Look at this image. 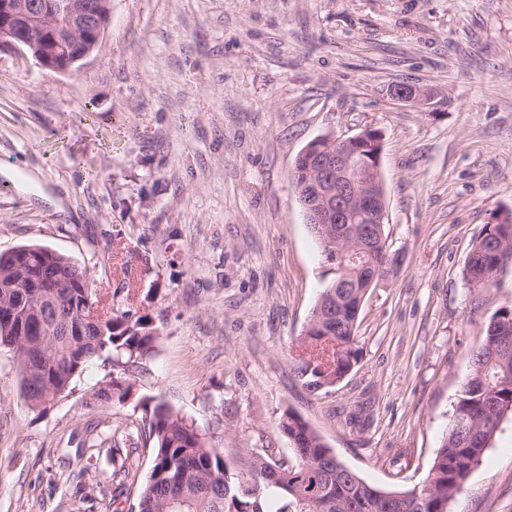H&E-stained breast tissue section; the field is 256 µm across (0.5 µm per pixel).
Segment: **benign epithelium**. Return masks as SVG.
Instances as JSON below:
<instances>
[{
    "instance_id": "7a95c632",
    "label": "benign epithelium",
    "mask_w": 512,
    "mask_h": 512,
    "mask_svg": "<svg viewBox=\"0 0 512 512\" xmlns=\"http://www.w3.org/2000/svg\"><path fill=\"white\" fill-rule=\"evenodd\" d=\"M111 2L91 6L85 0H0V50L29 54L44 69L66 71L89 56L110 25ZM395 99L419 102L428 92L408 84L392 89ZM381 133L366 129L349 138L313 141L306 176L299 191L308 223L317 224L330 259L336 266V287H345L350 231L345 224L360 218L373 249L386 250L380 224L386 215L385 188L379 166ZM402 265L400 254L388 264L366 263L368 285L388 279Z\"/></svg>"
}]
</instances>
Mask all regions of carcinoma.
<instances>
[{
    "mask_svg": "<svg viewBox=\"0 0 512 512\" xmlns=\"http://www.w3.org/2000/svg\"><path fill=\"white\" fill-rule=\"evenodd\" d=\"M42 281L59 285L57 307L44 317L45 333L28 338L19 324L30 306L48 292L38 285L0 292V307L13 310V319L0 320V347L18 357L22 391L34 409L47 410L68 396L75 379L91 361L107 356L112 366L128 371L149 356L159 331L143 317L115 314L88 287L87 270L70 257L41 246H23ZM512 260V211L485 225L465 261L464 277L477 288L490 289L498 257ZM336 304V289L325 288L306 325L303 337L309 358L296 369L306 389L316 394L322 380L347 371L359 360L357 326ZM130 385L112 378L94 398L101 405L123 400ZM151 448V471L141 484L130 512H439L442 502L460 492L458 479L479 463L504 416L512 413V305L491 314L486 334L471 355V370L453 406L448 434L430 472L436 475L429 493L399 491L371 506L367 482L342 463L308 424L289 411L282 431L294 445L300 462L273 461L246 450L228 463L207 444L193 424L164 404L143 403Z\"/></svg>",
    "mask_w": 512,
    "mask_h": 512,
    "instance_id": "1",
    "label": "carcinoma"
}]
</instances>
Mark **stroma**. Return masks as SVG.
I'll return each mask as SVG.
<instances>
[{
  "label": "stroma",
  "instance_id": "35a3bbf8",
  "mask_svg": "<svg viewBox=\"0 0 512 512\" xmlns=\"http://www.w3.org/2000/svg\"><path fill=\"white\" fill-rule=\"evenodd\" d=\"M432 93L413 104L388 89ZM382 134L385 233L401 269L371 289L357 365L311 394L307 320L336 277L291 179L325 136ZM512 210V0H112L98 47L70 70L0 51V253L41 245L86 268L115 312L161 333L124 402L93 360L46 412L0 349V512H129L151 466L140 432L120 461L80 450L123 434L153 399L227 461L294 459L297 413L385 490L422 484L512 264L470 287L466 256ZM448 512H512V414ZM125 382L126 380H118L115 378L105 381L93 394L97 403L100 405H110L114 402L115 397L121 402L130 391V384L125 385Z\"/></svg>",
  "mask_w": 512,
  "mask_h": 512
}]
</instances>
